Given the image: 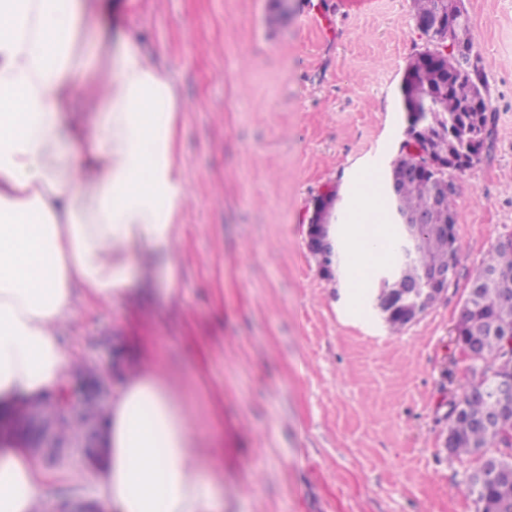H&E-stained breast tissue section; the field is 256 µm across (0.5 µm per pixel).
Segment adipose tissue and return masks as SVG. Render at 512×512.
<instances>
[{
  "instance_id": "ef3b65f1",
  "label": "adipose tissue",
  "mask_w": 512,
  "mask_h": 512,
  "mask_svg": "<svg viewBox=\"0 0 512 512\" xmlns=\"http://www.w3.org/2000/svg\"><path fill=\"white\" fill-rule=\"evenodd\" d=\"M97 11V0H0V403L64 382L74 355L59 329L79 303L126 299L158 256L176 279L190 198L176 150L184 107L134 46L85 69L74 32ZM82 69L89 125L74 93ZM107 413L104 512H224V486L159 372L129 376ZM46 501L25 449L0 441V512Z\"/></svg>"
}]
</instances>
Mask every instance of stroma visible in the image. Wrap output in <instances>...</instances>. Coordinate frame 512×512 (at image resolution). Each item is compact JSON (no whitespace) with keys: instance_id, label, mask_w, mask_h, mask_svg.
I'll list each match as a JSON object with an SVG mask.
<instances>
[{"instance_id":"stroma-1","label":"stroma","mask_w":512,"mask_h":512,"mask_svg":"<svg viewBox=\"0 0 512 512\" xmlns=\"http://www.w3.org/2000/svg\"><path fill=\"white\" fill-rule=\"evenodd\" d=\"M81 40L91 64L136 45L166 69L185 111L178 149L192 202L179 220L175 283L62 328L79 374L111 376L139 346L213 439L224 512H476L474 458L444 446L471 385L455 339L475 271L512 233V0H464L493 112L474 165L454 175L458 261L448 292L391 332L373 281L319 272L308 215L326 188L339 228L361 222L398 156V85L426 42L411 0H112ZM176 286L169 297L168 286ZM102 467L64 455L47 485L82 512Z\"/></svg>"}]
</instances>
